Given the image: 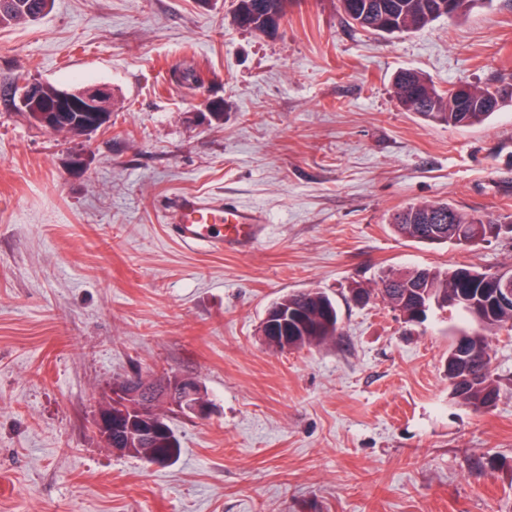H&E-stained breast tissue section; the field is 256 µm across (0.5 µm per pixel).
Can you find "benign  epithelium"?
<instances>
[{
	"label": "benign epithelium",
	"mask_w": 512,
	"mask_h": 512,
	"mask_svg": "<svg viewBox=\"0 0 512 512\" xmlns=\"http://www.w3.org/2000/svg\"><path fill=\"white\" fill-rule=\"evenodd\" d=\"M111 397L131 407V413L137 415V442H148L165 428L162 404L183 414L204 415L208 410L201 385L193 378L172 376L161 382L156 377L136 376L120 391L111 392ZM94 420L105 431L106 446L112 447V412L98 411Z\"/></svg>",
	"instance_id": "obj_1"
}]
</instances>
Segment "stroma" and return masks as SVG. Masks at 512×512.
Returning <instances> with one entry per match:
<instances>
[{
	"label": "stroma",
	"instance_id": "1",
	"mask_svg": "<svg viewBox=\"0 0 512 512\" xmlns=\"http://www.w3.org/2000/svg\"><path fill=\"white\" fill-rule=\"evenodd\" d=\"M233 12L55 0L0 26V512H512V335L490 343L501 394L477 412L445 373L471 322L408 324L377 292L390 270L512 268L511 236L462 249L389 224L423 202L512 214V106L454 128L393 86L402 69L441 91L512 81V0L394 37L338 0H290L272 33ZM181 63L202 88L177 85ZM28 82L107 88L109 128L46 130L2 94ZM184 195L260 209L265 233L187 248L168 226ZM308 290L335 301L338 335L270 347L268 307ZM160 373L200 380L208 414L172 412L168 464L112 452L94 410Z\"/></svg>",
	"mask_w": 512,
	"mask_h": 512
}]
</instances>
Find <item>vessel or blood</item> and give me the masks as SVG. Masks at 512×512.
Returning <instances> with one entry per match:
<instances>
[{
  "mask_svg": "<svg viewBox=\"0 0 512 512\" xmlns=\"http://www.w3.org/2000/svg\"><path fill=\"white\" fill-rule=\"evenodd\" d=\"M264 224L265 218L258 209L228 201L206 203L185 196L175 209L172 234L183 245L221 252L257 243Z\"/></svg>",
  "mask_w": 512,
  "mask_h": 512,
  "instance_id": "1",
  "label": "vessel or blood"
}]
</instances>
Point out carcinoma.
I'll return each instance as SVG.
<instances>
[{
	"label": "carcinoma",
	"mask_w": 512,
	"mask_h": 512,
	"mask_svg": "<svg viewBox=\"0 0 512 512\" xmlns=\"http://www.w3.org/2000/svg\"><path fill=\"white\" fill-rule=\"evenodd\" d=\"M286 0H236L235 22L246 29L271 31L269 10L284 12ZM352 12L346 17L360 28L381 35L402 34L426 27L448 16L443 5L448 0H350ZM52 0H0V26L35 22L51 8ZM503 80L483 86H471L463 93L441 92L420 73L404 69L397 73L394 88L400 106L424 119L453 127H473L503 107L512 104ZM82 92L41 85L39 96L30 97L22 112L40 126L51 129L65 120L66 132L88 136L109 122L108 112H85ZM509 216L479 214L448 203H422L407 206L392 215L395 233L420 243L434 239L461 246L460 238L471 239L497 227L512 234V224H502ZM512 281V269L478 270L459 264L453 268L422 267L406 272H389L381 277L379 292L393 309L414 322L435 306L443 311H459L468 316L478 312L477 328L471 341L474 354L461 357L448 353V384L459 403L476 411L493 407L500 397V387L493 377L489 356L490 337L512 331V303L499 302L501 281ZM288 312L283 317L284 331L295 348L323 344L338 334L339 318L333 301L317 291L289 293L271 304ZM112 433L114 448L148 463L171 459L179 441L174 430L161 434L150 444L126 447Z\"/></svg>",
	"instance_id": "obj_1"
}]
</instances>
